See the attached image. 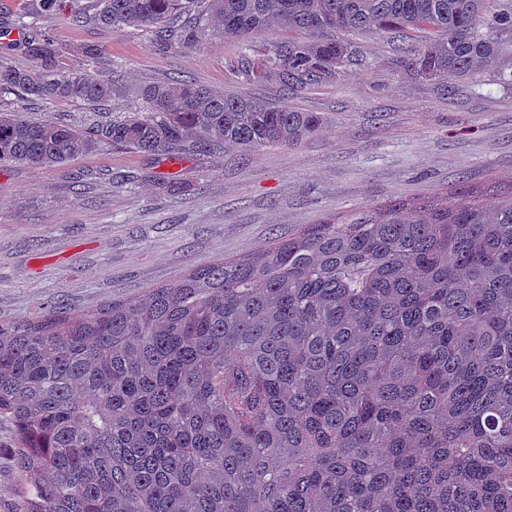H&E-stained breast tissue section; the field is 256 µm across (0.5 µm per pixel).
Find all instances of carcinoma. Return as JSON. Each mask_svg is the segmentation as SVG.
Instances as JSON below:
<instances>
[{
    "label": "carcinoma",
    "mask_w": 512,
    "mask_h": 512,
    "mask_svg": "<svg viewBox=\"0 0 512 512\" xmlns=\"http://www.w3.org/2000/svg\"><path fill=\"white\" fill-rule=\"evenodd\" d=\"M89 0L112 30H201L241 44L255 81L339 77L347 33L428 29L404 48L452 93L512 55V0ZM28 65L0 98L112 100L64 71L31 22ZM278 28L313 38L255 51ZM145 110L88 131L0 111V167L63 166L115 149L210 153L298 144L323 118L180 79L141 87ZM0 418L15 429L20 512H512V195L367 206L307 224L249 257L190 268L72 314L0 323Z\"/></svg>",
    "instance_id": "carcinoma-1"
}]
</instances>
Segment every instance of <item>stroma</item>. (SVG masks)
Masks as SVG:
<instances>
[{
	"label": "stroma",
	"mask_w": 512,
	"mask_h": 512,
	"mask_svg": "<svg viewBox=\"0 0 512 512\" xmlns=\"http://www.w3.org/2000/svg\"><path fill=\"white\" fill-rule=\"evenodd\" d=\"M86 0L41 15L64 67L107 71L120 87L105 105L0 98L31 120L83 126L142 110L141 86L173 77L320 113L323 131L298 145L173 160L102 145L50 169L0 168V322L63 303L74 313L178 281L191 266L265 249L305 224L460 186H512V87L504 60L455 93L405 67L389 35L350 36L365 63L340 80L291 93L276 67L263 81L241 71L238 43L204 32L163 46L153 28L115 32L72 24ZM101 49L99 60L70 46ZM180 183L175 192L164 184ZM15 431L0 420V512H19Z\"/></svg>",
	"instance_id": "obj_1"
}]
</instances>
